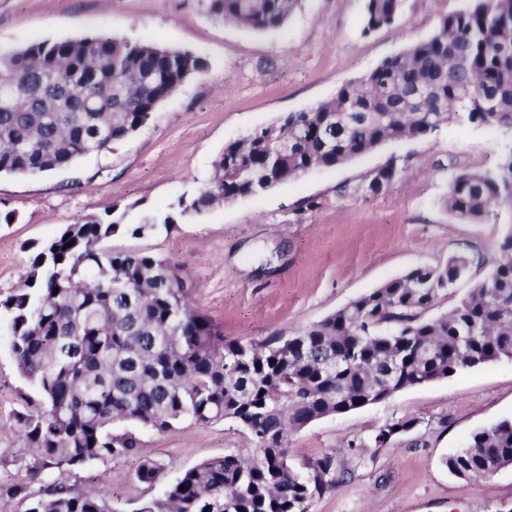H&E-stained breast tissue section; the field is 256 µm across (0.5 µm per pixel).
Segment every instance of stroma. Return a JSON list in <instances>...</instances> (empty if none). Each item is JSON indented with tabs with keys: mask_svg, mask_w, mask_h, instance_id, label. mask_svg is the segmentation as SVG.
I'll return each instance as SVG.
<instances>
[{
	"mask_svg": "<svg viewBox=\"0 0 512 512\" xmlns=\"http://www.w3.org/2000/svg\"><path fill=\"white\" fill-rule=\"evenodd\" d=\"M465 4L404 0L393 26L366 35L365 0H301L283 27L268 32L215 21L207 0H0L2 54L34 42L101 35L189 50L206 63L134 136L62 170L0 177V293L23 285L35 252L62 228L92 218L137 224L164 215L210 180L225 144L332 98L430 37ZM509 145L511 131L453 122L431 137L385 143L148 236L119 232L111 245L177 265L194 285V304L229 340L296 335L413 267L461 252L479 255L456 285L461 294L487 275L512 209H495L478 223L456 219L443 204L448 183L459 169L494 167ZM393 157L405 165L402 178L379 194L367 192L370 172ZM307 199L318 208L301 211ZM39 402L17 370L0 318V485L23 476L33 458L10 426L17 411ZM401 418L417 424L376 444L379 429ZM504 419H512V360L506 359L321 418L292 435L290 463L301 468L330 454L352 476L307 500L301 512H512V466L462 480L444 464L471 433ZM112 431L136 435L137 454L60 479L100 488L121 512H137L202 459L253 453L248 435L229 420L161 433L118 422ZM144 457L163 466L151 486L135 478Z\"/></svg>",
	"mask_w": 512,
	"mask_h": 512,
	"instance_id": "obj_1",
	"label": "stroma"
}]
</instances>
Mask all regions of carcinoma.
Instances as JSON below:
<instances>
[{
  "mask_svg": "<svg viewBox=\"0 0 512 512\" xmlns=\"http://www.w3.org/2000/svg\"><path fill=\"white\" fill-rule=\"evenodd\" d=\"M299 2L208 0V12L263 32L282 27ZM402 6L365 0L363 33L392 26ZM204 69L191 51L107 36L0 54V83H19L0 101V175L52 172L132 136ZM450 122L512 130V0H468L428 39L384 59L331 99L224 145L214 177L179 199L175 214L132 227L90 219L41 247L24 287L0 294L17 369L41 404L35 414L14 416L13 429L34 458L25 480L0 486V512L13 500L26 502V512H120L112 498L47 475L134 453L139 440L112 434L116 421L165 431L224 420L251 437L255 454L204 459L138 512H297L349 472L332 456L295 468L288 459L293 433L406 388L512 359V224L487 277L446 313L431 311L468 273L473 260L465 254L414 267L295 336L257 341L224 339L192 304V285L170 281L169 260L105 246L121 229L150 235L179 216L335 168L389 141L430 137ZM403 174L392 157L371 172L366 190L378 194ZM444 205L471 222L494 207L512 208V147L494 168L459 170ZM414 424L389 422L375 442ZM444 462L468 480L511 466L512 420L473 432ZM161 470L145 458L136 479L151 485Z\"/></svg>",
  "mask_w": 512,
  "mask_h": 512,
  "instance_id": "cac0c4a2",
  "label": "carcinoma"
}]
</instances>
